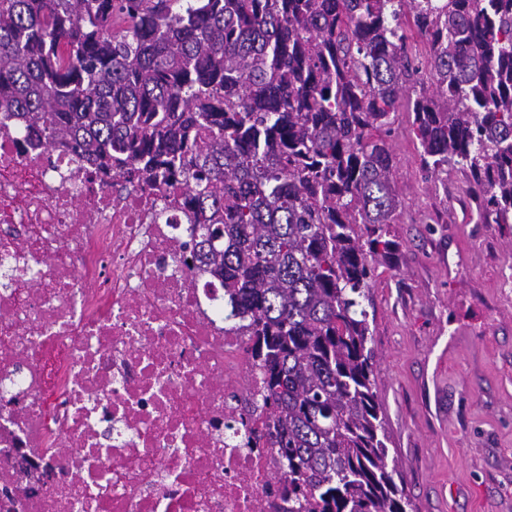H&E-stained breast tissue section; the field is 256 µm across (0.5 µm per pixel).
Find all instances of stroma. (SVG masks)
Returning <instances> with one entry per match:
<instances>
[{
	"instance_id": "obj_1",
	"label": "stroma",
	"mask_w": 512,
	"mask_h": 512,
	"mask_svg": "<svg viewBox=\"0 0 512 512\" xmlns=\"http://www.w3.org/2000/svg\"><path fill=\"white\" fill-rule=\"evenodd\" d=\"M396 268L371 284L375 374L414 512H512V224L470 216L466 176L435 189L399 112Z\"/></svg>"
}]
</instances>
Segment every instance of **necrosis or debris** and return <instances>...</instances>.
<instances>
[{
    "label": "necrosis or debris",
    "instance_id": "1",
    "mask_svg": "<svg viewBox=\"0 0 512 512\" xmlns=\"http://www.w3.org/2000/svg\"><path fill=\"white\" fill-rule=\"evenodd\" d=\"M200 218L0 114V512H285L262 371L182 263Z\"/></svg>",
    "mask_w": 512,
    "mask_h": 512
}]
</instances>
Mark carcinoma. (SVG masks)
I'll return each mask as SVG.
<instances>
[{"label":"carcinoma","mask_w":512,"mask_h":512,"mask_svg":"<svg viewBox=\"0 0 512 512\" xmlns=\"http://www.w3.org/2000/svg\"><path fill=\"white\" fill-rule=\"evenodd\" d=\"M401 110L425 178L512 224V0H0V113L209 213L184 264L252 336L286 512L410 506L363 306L401 256Z\"/></svg>","instance_id":"obj_1"}]
</instances>
